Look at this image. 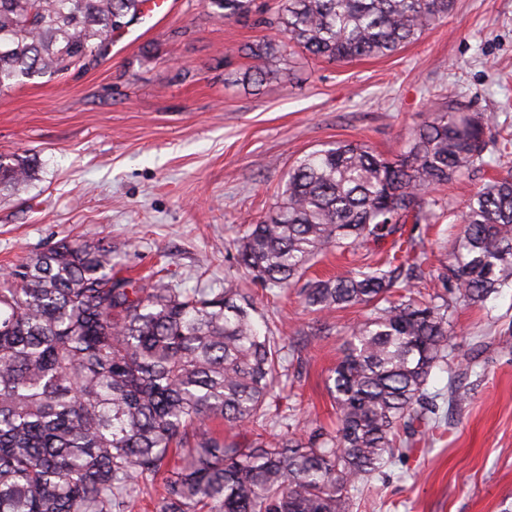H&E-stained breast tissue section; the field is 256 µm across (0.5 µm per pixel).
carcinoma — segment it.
I'll list each match as a JSON object with an SVG mask.
<instances>
[{"label":"carcinoma","mask_w":512,"mask_h":512,"mask_svg":"<svg viewBox=\"0 0 512 512\" xmlns=\"http://www.w3.org/2000/svg\"><path fill=\"white\" fill-rule=\"evenodd\" d=\"M205 3L282 34L245 47L258 64L232 83L258 91L289 50L329 63L385 56L448 17L454 0H280L272 14L257 0ZM140 8L0 0V91L96 56ZM511 144L452 101L394 158L327 144L294 161L272 214L232 242L241 277L281 292L327 250L365 249L348 275L299 290L316 315L367 308L327 378L334 432L292 414L273 439L243 447L213 427L240 431L266 416L286 355L298 352L259 328L233 280L216 293L145 288L113 272L112 243L77 239L0 274V512H129L160 476L158 512H348L351 488L445 418L428 389L434 369L448 371L452 405L467 399L448 359L451 294L482 302L512 287V175L469 199L438 268L428 225L446 215L432 191ZM31 176L27 159L0 157V187Z\"/></svg>","instance_id":"obj_1"}]
</instances>
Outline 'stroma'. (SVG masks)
Segmentation results:
<instances>
[{
    "label": "stroma",
    "instance_id": "35a3bbf8",
    "mask_svg": "<svg viewBox=\"0 0 512 512\" xmlns=\"http://www.w3.org/2000/svg\"><path fill=\"white\" fill-rule=\"evenodd\" d=\"M164 21L135 23L122 49L61 75L0 92V156L28 158L32 180L0 191V272L63 238L111 242L119 275L214 288L237 275L228 243L264 219L292 162L322 145L362 142L394 157L425 113L458 99L512 132V0H456L453 13L399 52L350 63L291 56L252 94L230 83L238 50L276 31L227 21L204 0H176ZM512 174V153L435 190L449 214ZM258 320L302 353L260 429L272 439L290 410L335 428L326 378L361 307L320 317L297 290L276 297L241 281ZM456 383L469 399L408 459L351 488L349 512H512V288L458 301Z\"/></svg>",
    "mask_w": 512,
    "mask_h": 512
}]
</instances>
